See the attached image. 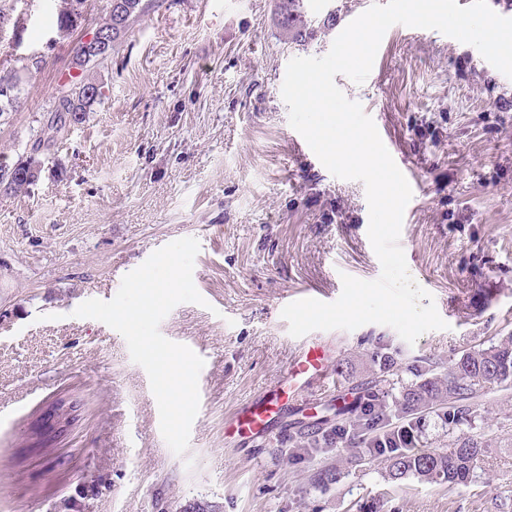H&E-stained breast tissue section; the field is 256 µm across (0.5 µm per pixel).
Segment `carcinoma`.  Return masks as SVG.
Listing matches in <instances>:
<instances>
[{
  "instance_id": "carcinoma-1",
  "label": "carcinoma",
  "mask_w": 512,
  "mask_h": 512,
  "mask_svg": "<svg viewBox=\"0 0 512 512\" xmlns=\"http://www.w3.org/2000/svg\"><path fill=\"white\" fill-rule=\"evenodd\" d=\"M84 3L85 0H60L56 18L58 34H72L82 20ZM148 8L149 5L143 3V0H121V10L116 11L111 8V0H105L102 13L94 24L112 30V40L121 44L131 36ZM280 25L285 38L288 37V30L307 27L308 20L301 11L300 0H280ZM42 64V57L36 54L20 57L15 67L0 75V85L7 84L12 89V98L0 96V116L15 111L27 99L30 81L42 69ZM76 65L81 69L80 76L69 82L67 95L57 94L52 97L48 108L52 123L33 130V144L50 140L49 132L58 125L63 126L67 122L72 125L83 123L87 114L105 99L103 90L96 97L86 94L87 87L98 83L93 74L95 65L83 61L76 62ZM41 173V161L33 150L11 166H0V190L6 195L25 193L37 184ZM371 362L384 372H397L403 365L397 353L382 357L373 354ZM412 370L420 377V381L403 387L399 396L388 398V393L380 388V381L375 379L366 387L369 403L363 406L352 405L348 413L366 421V409H373L380 415L375 421L377 427L387 423L391 416L409 418L438 406L448 405L455 413L463 415L469 412L468 402L478 387L512 380V334L502 336L484 348L463 354L451 363L448 373L443 376L419 364L412 366ZM373 427L365 425L370 431ZM386 439L390 447L386 455L387 473L394 482L413 477L452 488L469 479L482 451L477 442L464 440L455 443L452 448L421 453L406 452L396 447L398 434L395 429L386 432Z\"/></svg>"
}]
</instances>
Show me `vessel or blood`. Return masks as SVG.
Here are the masks:
<instances>
[{
	"mask_svg": "<svg viewBox=\"0 0 512 512\" xmlns=\"http://www.w3.org/2000/svg\"><path fill=\"white\" fill-rule=\"evenodd\" d=\"M331 385L324 346L319 342L305 345L275 382L249 397L225 418V441L263 442L278 436L286 429L289 415L308 404L309 390H325Z\"/></svg>",
	"mask_w": 512,
	"mask_h": 512,
	"instance_id": "obj_1",
	"label": "vessel or blood"
}]
</instances>
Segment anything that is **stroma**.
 Segmentation results:
<instances>
[{
  "instance_id": "obj_1",
  "label": "stroma",
  "mask_w": 512,
  "mask_h": 512,
  "mask_svg": "<svg viewBox=\"0 0 512 512\" xmlns=\"http://www.w3.org/2000/svg\"><path fill=\"white\" fill-rule=\"evenodd\" d=\"M387 0H304L310 26L284 44L279 0H156L100 74L106 99L41 153L27 193L0 194V512H512V385L480 387L457 420L415 423L416 452L469 438L483 453L454 487L389 482L383 456L354 448L224 441V419L268 385L300 344L281 311L311 289L335 301L342 274L374 280L369 205L357 180L334 177L294 141L281 88L295 57H321L347 22ZM23 28L0 29V70L39 53L28 99L0 115V160L15 163L45 120L72 40L53 0H28ZM344 95L387 133L423 190L400 235L408 271L445 321L406 343L370 323L322 338L336 385L297 420L314 425L372 378L367 355L400 349L448 367L512 333V79L472 45L392 26L364 83ZM198 240L203 304L177 305L161 334L205 365L184 454L160 431L146 371L124 337L75 317L111 300L124 275L180 238ZM62 400L76 419L36 439ZM339 477L318 484L317 471Z\"/></svg>"
}]
</instances>
